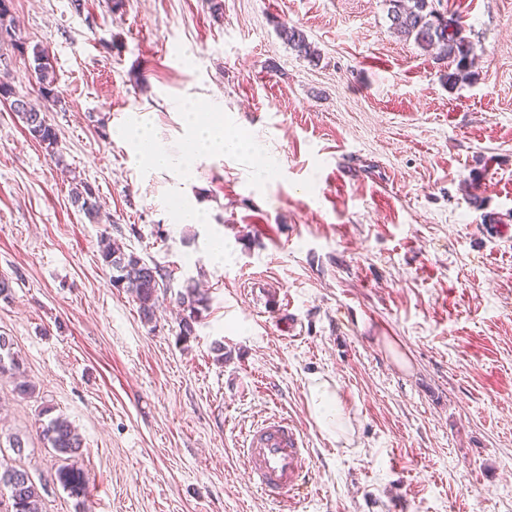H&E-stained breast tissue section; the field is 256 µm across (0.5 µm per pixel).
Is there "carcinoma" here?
<instances>
[{"mask_svg":"<svg viewBox=\"0 0 512 512\" xmlns=\"http://www.w3.org/2000/svg\"><path fill=\"white\" fill-rule=\"evenodd\" d=\"M388 15L393 29L402 36L414 38L415 42L426 50L435 49L440 57L455 66L448 73V85L454 86L470 76L469 67L473 63L475 49L473 44L462 34L461 16L452 13L440 16V11L433 7L432 0H388ZM12 0H0V42L10 43L17 51L31 54L33 70L38 83V93L48 103L55 101L56 74L51 62L49 49L35 44L28 45L13 24L11 15ZM280 37L296 51L307 56L314 54L311 44L304 33L295 26L284 25L279 30ZM24 95L16 91L8 82L0 81V99L22 103L13 107V111L23 122L33 140L55 156L58 152L59 134L48 123L46 114L25 101ZM71 199L90 222L99 216V204L92 187L85 182H77L71 190ZM99 255L102 264L112 271V287L128 293L138 304L144 320L150 321L155 315L159 294L170 290L165 275L155 263H149L134 252H125L108 236L100 239ZM206 293L188 284L177 292L176 302L182 307L184 316L179 321V338L186 340L194 334V324L200 317L201 310L207 307ZM20 363L11 352V343L5 336H0V374L19 370ZM41 435L46 445L62 455L74 456L81 448V438L74 425L65 417H50L41 423ZM59 481L71 492L79 494L84 491L82 481L74 471L62 467L58 470ZM10 490L13 512H40L41 495L28 471L6 461H0V486Z\"/></svg>","mask_w":512,"mask_h":512,"instance_id":"1","label":"carcinoma"}]
</instances>
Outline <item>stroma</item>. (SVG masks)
Returning <instances> with one entry per match:
<instances>
[{"label": "stroma", "mask_w": 512, "mask_h": 512, "mask_svg": "<svg viewBox=\"0 0 512 512\" xmlns=\"http://www.w3.org/2000/svg\"><path fill=\"white\" fill-rule=\"evenodd\" d=\"M442 7L477 55L453 87L447 61L394 33L386 0H223L218 17L208 0H12L58 94L55 158L0 102V336L20 362L0 375V454L22 438L42 512H281L242 447L273 416L313 455L292 512H512V0ZM0 80L39 98L7 44ZM190 105L248 149L181 182L113 138L145 119L180 154ZM78 180L107 222L72 203ZM188 204L201 223H180ZM104 234L172 289L204 290L187 342L173 297L147 322L111 286ZM258 274L279 307L249 288ZM319 376L345 440L310 415ZM48 406L80 434L76 457L40 440ZM64 465L84 494L59 482ZM308 389L307 404L316 426L323 434L339 442L346 433L347 418L338 400L336 383L313 378Z\"/></svg>", "instance_id": "stroma-1"}]
</instances>
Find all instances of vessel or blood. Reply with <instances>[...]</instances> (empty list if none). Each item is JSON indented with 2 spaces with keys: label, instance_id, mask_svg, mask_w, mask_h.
I'll return each mask as SVG.
<instances>
[{
  "label": "vessel or blood",
  "instance_id": "b4317fda",
  "mask_svg": "<svg viewBox=\"0 0 512 512\" xmlns=\"http://www.w3.org/2000/svg\"><path fill=\"white\" fill-rule=\"evenodd\" d=\"M243 447L249 476L261 493L282 501L303 490L313 460L303 435L293 424L263 421L248 432Z\"/></svg>",
  "mask_w": 512,
  "mask_h": 512
}]
</instances>
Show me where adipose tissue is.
Masks as SVG:
<instances>
[{
	"label": "adipose tissue",
	"mask_w": 512,
	"mask_h": 512,
	"mask_svg": "<svg viewBox=\"0 0 512 512\" xmlns=\"http://www.w3.org/2000/svg\"><path fill=\"white\" fill-rule=\"evenodd\" d=\"M183 118L187 139L185 151L178 157L158 145L151 129L143 122L120 129L117 138L126 145L130 156L147 157L153 169L175 170L185 177L190 175L198 159L241 149L240 141L218 133L215 113L188 110ZM308 406L316 426L323 434L336 441L342 439L347 418L338 400L334 381L313 379L309 386Z\"/></svg>",
	"instance_id": "1"
}]
</instances>
